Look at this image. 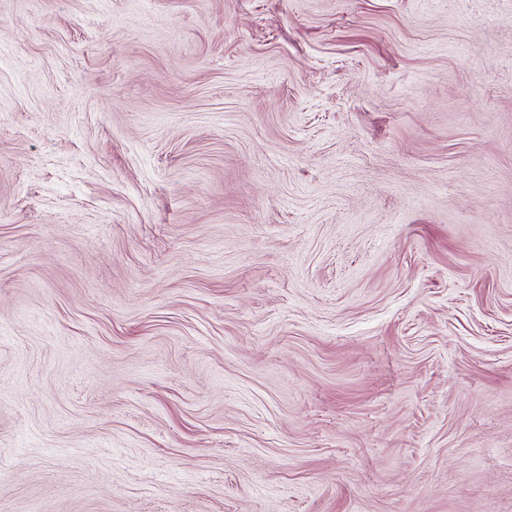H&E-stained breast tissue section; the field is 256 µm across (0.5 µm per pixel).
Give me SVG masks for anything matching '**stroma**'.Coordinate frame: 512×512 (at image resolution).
I'll use <instances>...</instances> for the list:
<instances>
[{"label":"stroma","mask_w":512,"mask_h":512,"mask_svg":"<svg viewBox=\"0 0 512 512\" xmlns=\"http://www.w3.org/2000/svg\"><path fill=\"white\" fill-rule=\"evenodd\" d=\"M0 512H512V0H0Z\"/></svg>","instance_id":"1"}]
</instances>
